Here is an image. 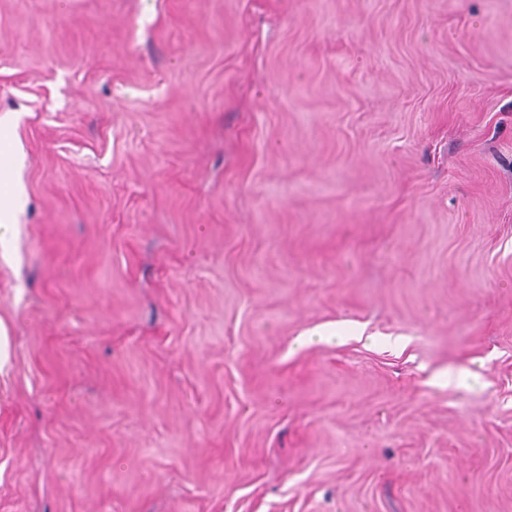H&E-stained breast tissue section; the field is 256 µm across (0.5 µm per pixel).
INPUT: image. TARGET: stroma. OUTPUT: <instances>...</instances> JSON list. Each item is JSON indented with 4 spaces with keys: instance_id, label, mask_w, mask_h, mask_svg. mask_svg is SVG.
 <instances>
[{
    "instance_id": "stroma-1",
    "label": "stroma",
    "mask_w": 512,
    "mask_h": 512,
    "mask_svg": "<svg viewBox=\"0 0 512 512\" xmlns=\"http://www.w3.org/2000/svg\"><path fill=\"white\" fill-rule=\"evenodd\" d=\"M0 131V512H512V0H0ZM19 203V196L13 197V192L0 197V245H3L9 238L12 226L9 218L11 211Z\"/></svg>"
}]
</instances>
